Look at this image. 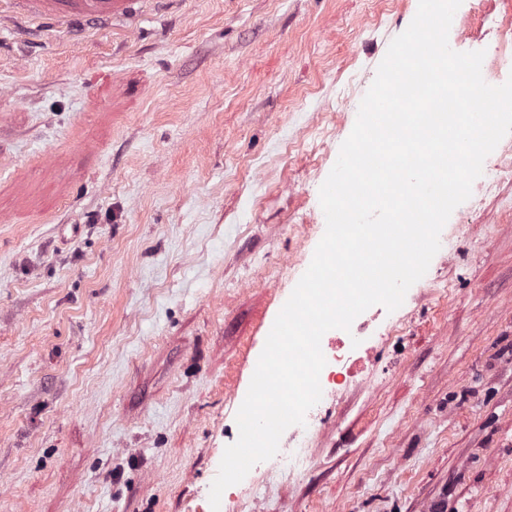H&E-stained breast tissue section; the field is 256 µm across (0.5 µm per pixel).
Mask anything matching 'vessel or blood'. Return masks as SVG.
Here are the masks:
<instances>
[{
  "mask_svg": "<svg viewBox=\"0 0 512 512\" xmlns=\"http://www.w3.org/2000/svg\"><path fill=\"white\" fill-rule=\"evenodd\" d=\"M17 14L51 26H108L129 13L131 0H12Z\"/></svg>",
  "mask_w": 512,
  "mask_h": 512,
  "instance_id": "vessel-or-blood-1",
  "label": "vessel or blood"
}]
</instances>
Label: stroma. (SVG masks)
Listing matches in <instances>:
<instances>
[{"label":"stroma","instance_id":"1","mask_svg":"<svg viewBox=\"0 0 512 512\" xmlns=\"http://www.w3.org/2000/svg\"><path fill=\"white\" fill-rule=\"evenodd\" d=\"M0 0V512H211L319 189L417 0H137L39 29ZM512 52V0L449 44ZM322 399L313 462L224 512H512V134Z\"/></svg>","mask_w":512,"mask_h":512}]
</instances>
